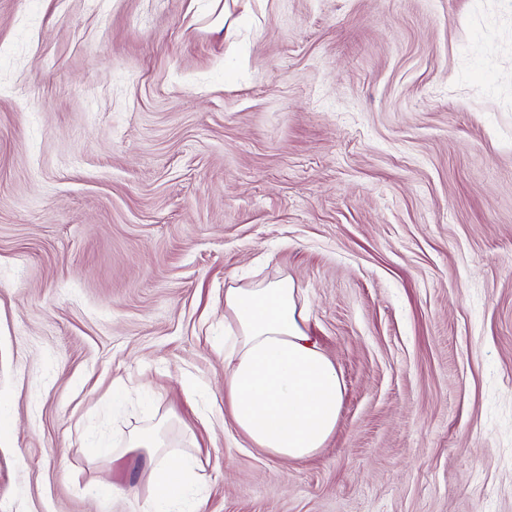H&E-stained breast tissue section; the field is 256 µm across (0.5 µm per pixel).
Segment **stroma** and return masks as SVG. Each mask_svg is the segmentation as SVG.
I'll return each instance as SVG.
<instances>
[{"instance_id": "stroma-1", "label": "stroma", "mask_w": 512, "mask_h": 512, "mask_svg": "<svg viewBox=\"0 0 512 512\" xmlns=\"http://www.w3.org/2000/svg\"><path fill=\"white\" fill-rule=\"evenodd\" d=\"M231 276L308 295L313 457L224 412ZM158 424L200 512H512V0H0V512H149Z\"/></svg>"}]
</instances>
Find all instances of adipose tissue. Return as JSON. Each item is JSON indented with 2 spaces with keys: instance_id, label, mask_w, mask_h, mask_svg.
Segmentation results:
<instances>
[{
  "instance_id": "1",
  "label": "adipose tissue",
  "mask_w": 512,
  "mask_h": 512,
  "mask_svg": "<svg viewBox=\"0 0 512 512\" xmlns=\"http://www.w3.org/2000/svg\"><path fill=\"white\" fill-rule=\"evenodd\" d=\"M224 321L233 333L224 350V405L251 447L287 460L324 448L336 430L343 382L309 326L307 306L288 277L224 290ZM129 447L149 449L152 512H198L189 489L196 467L171 469L141 432Z\"/></svg>"
}]
</instances>
